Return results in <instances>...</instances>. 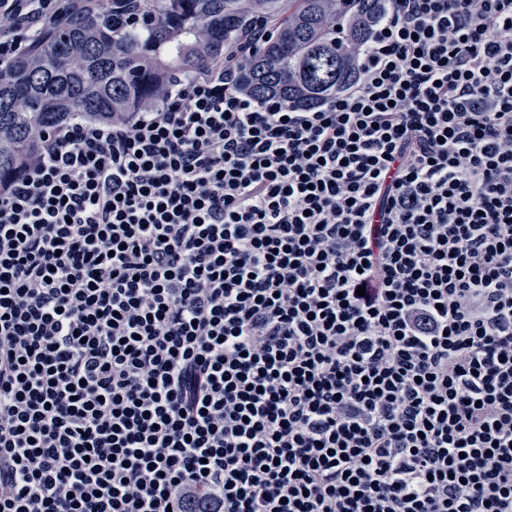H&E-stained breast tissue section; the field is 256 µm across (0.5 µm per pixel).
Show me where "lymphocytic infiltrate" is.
Segmentation results:
<instances>
[{"instance_id": "1", "label": "lymphocytic infiltrate", "mask_w": 512, "mask_h": 512, "mask_svg": "<svg viewBox=\"0 0 512 512\" xmlns=\"http://www.w3.org/2000/svg\"><path fill=\"white\" fill-rule=\"evenodd\" d=\"M359 70L216 62L0 190V512H512V0H389Z\"/></svg>"}]
</instances>
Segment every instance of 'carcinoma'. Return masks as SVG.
Instances as JSON below:
<instances>
[{"label":"carcinoma","instance_id":"obj_1","mask_svg":"<svg viewBox=\"0 0 512 512\" xmlns=\"http://www.w3.org/2000/svg\"><path fill=\"white\" fill-rule=\"evenodd\" d=\"M386 7V0H82L0 69V189L36 162L46 132L75 117L112 121L146 110L171 78L231 51L238 86L251 97L319 105L357 79V52ZM131 13L145 21L113 23ZM259 28L264 38L251 41Z\"/></svg>","mask_w":512,"mask_h":512}]
</instances>
